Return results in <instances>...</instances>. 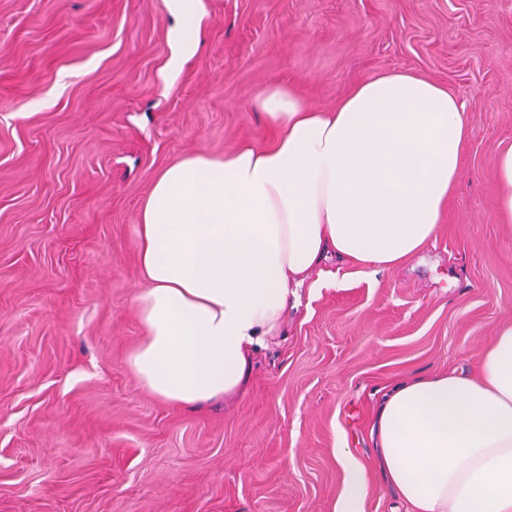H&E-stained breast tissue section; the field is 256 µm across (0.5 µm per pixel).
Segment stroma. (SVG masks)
<instances>
[{"label":"stroma","instance_id":"stroma-1","mask_svg":"<svg viewBox=\"0 0 512 512\" xmlns=\"http://www.w3.org/2000/svg\"><path fill=\"white\" fill-rule=\"evenodd\" d=\"M204 2L200 47L165 88V0H0V512H337L345 449L363 512H406L375 461L379 390L473 372L512 324L495 182L512 0ZM387 71L447 86L469 114L435 241L374 274L326 259L236 399H157L127 366L157 174L264 142L269 85L332 107Z\"/></svg>","mask_w":512,"mask_h":512}]
</instances>
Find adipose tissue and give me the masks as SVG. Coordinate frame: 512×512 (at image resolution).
<instances>
[{
    "label": "adipose tissue",
    "instance_id": "obj_1",
    "mask_svg": "<svg viewBox=\"0 0 512 512\" xmlns=\"http://www.w3.org/2000/svg\"><path fill=\"white\" fill-rule=\"evenodd\" d=\"M167 9L172 70L197 49L207 13L203 0ZM255 106L268 142L181 158L140 209L143 338L127 364L174 406L241 392L281 332L289 284L328 254L372 271L423 251L463 167L467 113L447 87L405 72L358 82L331 109L281 85ZM372 434L410 512H512V325L477 373L393 381Z\"/></svg>",
    "mask_w": 512,
    "mask_h": 512
}]
</instances>
